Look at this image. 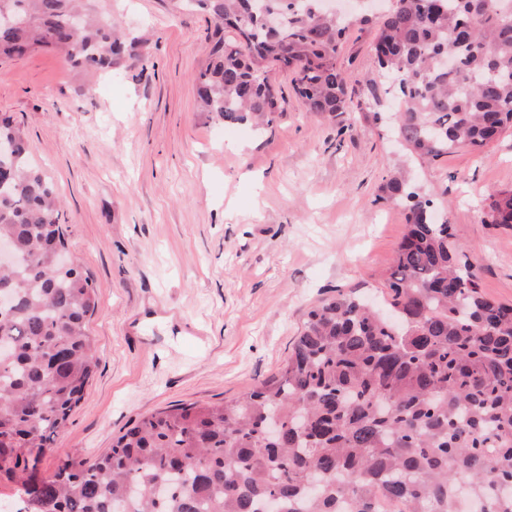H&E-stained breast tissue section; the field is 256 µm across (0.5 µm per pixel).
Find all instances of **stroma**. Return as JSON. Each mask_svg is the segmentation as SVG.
Returning a JSON list of instances; mask_svg holds the SVG:
<instances>
[{
  "label": "stroma",
  "mask_w": 512,
  "mask_h": 512,
  "mask_svg": "<svg viewBox=\"0 0 512 512\" xmlns=\"http://www.w3.org/2000/svg\"><path fill=\"white\" fill-rule=\"evenodd\" d=\"M147 63L128 61L85 93L55 53L0 63V116L19 125L62 200L68 249L92 279L88 326L98 366L46 452L92 457L141 418L220 405L272 380L318 302L382 288L405 231L382 186L405 172L454 239L482 289L512 304V227L483 221L512 187V129L482 152L422 165L386 116L375 23L355 26L337 62L353 91L336 119L307 112L291 75L271 126L225 125L197 108L194 77L211 19L171 0H99Z\"/></svg>",
  "instance_id": "1"
}]
</instances>
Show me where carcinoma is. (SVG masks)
Here are the masks:
<instances>
[{
	"mask_svg": "<svg viewBox=\"0 0 512 512\" xmlns=\"http://www.w3.org/2000/svg\"><path fill=\"white\" fill-rule=\"evenodd\" d=\"M214 23L196 76L200 111L268 126L281 111L270 66L291 72L306 110L349 109L337 53L348 22L320 0H184ZM0 60L52 51L89 78L147 56L107 15L78 0H0ZM237 39L224 41V29ZM381 84L401 103L399 135L432 162L480 151L512 126V0H398L379 20ZM439 56L453 63L434 65ZM0 239L18 261L1 272L14 303L0 313V476L21 484L23 512H512V305L489 298L431 200L392 177L408 201L381 310L338 292L308 312L278 376L224 405L157 412L96 458L69 454L38 477L40 456L79 405L97 367L88 319L93 281L67 248L52 180L22 130L0 116ZM485 223L512 226V187L490 195Z\"/></svg>",
	"mask_w": 512,
	"mask_h": 512,
	"instance_id": "carcinoma-1",
	"label": "carcinoma"
}]
</instances>
